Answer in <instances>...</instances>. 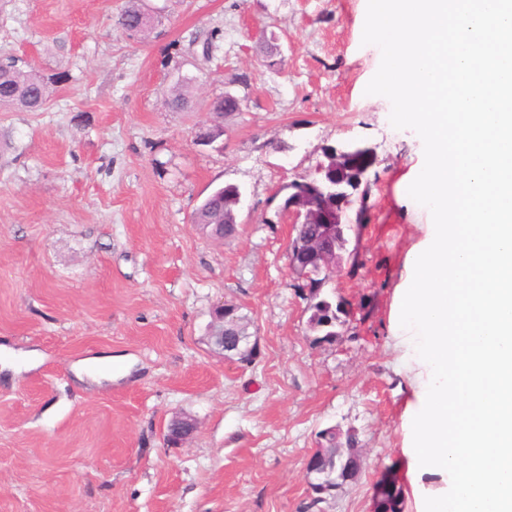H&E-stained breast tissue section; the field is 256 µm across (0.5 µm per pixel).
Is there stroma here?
<instances>
[{
	"mask_svg": "<svg viewBox=\"0 0 512 512\" xmlns=\"http://www.w3.org/2000/svg\"><path fill=\"white\" fill-rule=\"evenodd\" d=\"M127 2L0 0V56L67 77L44 110L0 111V344L37 354L0 369V512H301L332 427L359 474L323 512H376L389 476L416 512L401 450L417 369L391 317L427 235L401 182L424 154L365 93L381 61L362 42L367 0H138L152 27L132 37L114 28ZM227 91L239 111L197 144ZM345 144L377 157L324 289L355 332L319 344L275 193ZM227 184L242 198L221 241L193 213ZM222 303L247 321L252 363L209 344ZM104 352L111 380L77 381L74 363ZM183 415L195 433L169 442Z\"/></svg>",
	"mask_w": 512,
	"mask_h": 512,
	"instance_id": "stroma-1",
	"label": "stroma"
}]
</instances>
